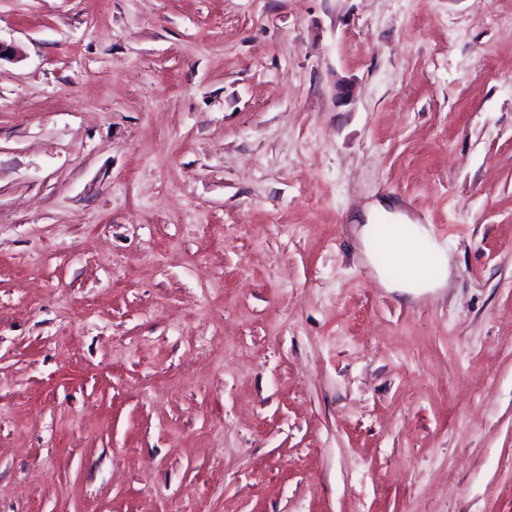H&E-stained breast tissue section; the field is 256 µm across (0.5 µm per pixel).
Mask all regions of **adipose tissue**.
Here are the masks:
<instances>
[{"label":"adipose tissue","instance_id":"obj_1","mask_svg":"<svg viewBox=\"0 0 512 512\" xmlns=\"http://www.w3.org/2000/svg\"><path fill=\"white\" fill-rule=\"evenodd\" d=\"M391 222L396 229L391 238H380L372 224L363 225L359 231L370 261H377L385 252L401 259L395 274L382 275V285L412 296L446 287L451 277L446 250L431 239L423 225L412 223L405 215L394 213Z\"/></svg>","mask_w":512,"mask_h":512}]
</instances>
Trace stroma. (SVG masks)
Segmentation results:
<instances>
[{"mask_svg":"<svg viewBox=\"0 0 512 512\" xmlns=\"http://www.w3.org/2000/svg\"><path fill=\"white\" fill-rule=\"evenodd\" d=\"M0 512H512V0H0ZM386 201L451 257L384 288Z\"/></svg>","mask_w":512,"mask_h":512,"instance_id":"35a3bbf8","label":"stroma"}]
</instances>
